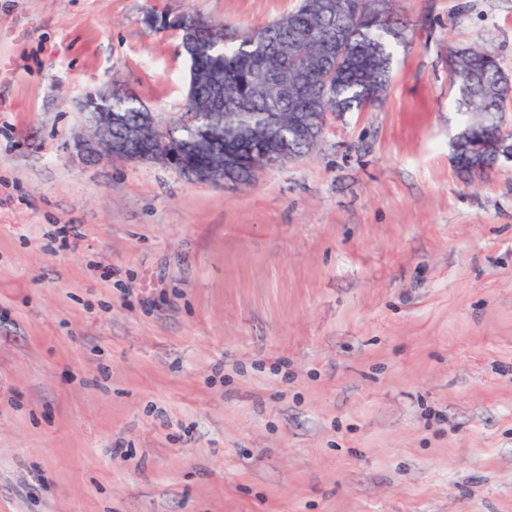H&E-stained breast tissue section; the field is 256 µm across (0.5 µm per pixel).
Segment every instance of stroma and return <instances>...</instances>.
Segmentation results:
<instances>
[{
	"mask_svg": "<svg viewBox=\"0 0 512 512\" xmlns=\"http://www.w3.org/2000/svg\"><path fill=\"white\" fill-rule=\"evenodd\" d=\"M297 4L0 0V512H512V166L448 81L512 0H391L381 102L250 183L68 151L90 91L184 112L146 13ZM510 140L511 147L505 145ZM471 154L478 158L489 157L495 159V166L502 162L512 163V132H499L496 136L482 137L473 141L470 147Z\"/></svg>",
	"mask_w": 512,
	"mask_h": 512,
	"instance_id": "stroma-1",
	"label": "stroma"
}]
</instances>
